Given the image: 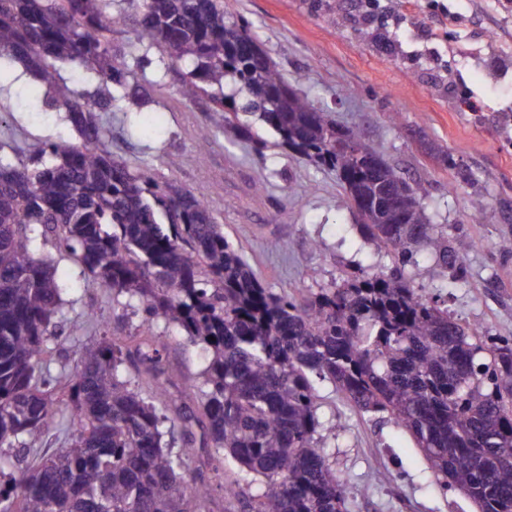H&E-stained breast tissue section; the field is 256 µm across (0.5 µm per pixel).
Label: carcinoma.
I'll return each mask as SVG.
<instances>
[{"instance_id": "carcinoma-1", "label": "carcinoma", "mask_w": 512, "mask_h": 512, "mask_svg": "<svg viewBox=\"0 0 512 512\" xmlns=\"http://www.w3.org/2000/svg\"><path fill=\"white\" fill-rule=\"evenodd\" d=\"M142 14L138 41L162 46L193 68L181 94L213 103L202 140L224 131L266 146L259 123L300 158L336 171L368 219L366 238L398 264L426 246L463 269L473 242L454 245L400 171L373 165L378 152L336 125L230 19L224 0H125ZM126 17L112 0H0V55L19 60L44 88V104L67 106L83 145L51 143L31 164L0 163V512H201L207 485L186 486L189 424L167 415L180 376L161 368L165 344L148 340L126 359L85 344L68 389L69 442L12 470L6 448L38 452L58 426L59 402L40 390L48 327L63 304L51 265L34 256L28 232L54 239L104 287L136 298L153 319L183 330L207 354L200 381L211 451L259 477L255 492L235 480L224 496L248 512H344V490L319 438L314 375L359 412L405 428L431 472L466 494L479 512H512V335L464 328L411 288L403 273L360 270L312 296H279L254 274L205 203L174 182L132 174L112 160L98 113L128 97L105 34ZM84 63L96 82L86 95L58 65ZM232 85V93L224 89ZM51 152L57 160L42 164ZM389 194L407 223L385 220ZM155 379L153 395L131 387L125 363ZM186 449L164 446L175 421Z\"/></svg>"}]
</instances>
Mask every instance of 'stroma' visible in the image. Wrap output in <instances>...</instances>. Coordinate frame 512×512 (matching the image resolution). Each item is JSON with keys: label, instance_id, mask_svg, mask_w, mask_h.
<instances>
[{"label": "stroma", "instance_id": "35a3bbf8", "mask_svg": "<svg viewBox=\"0 0 512 512\" xmlns=\"http://www.w3.org/2000/svg\"><path fill=\"white\" fill-rule=\"evenodd\" d=\"M453 21L439 39L421 34L426 0H406L404 22L383 26L340 13L336 0H224L234 19L248 22L289 82L337 124L356 131L392 166L425 189L424 203L449 239L477 247L463 273L421 249L405 276L419 293L447 308L455 321L512 334V0H444ZM386 27L390 43L373 37ZM112 51L128 85L145 103L120 100L101 113L106 143L127 171L174 181L203 199L215 222L257 277L278 294H315L359 270L395 269L359 232L356 211L335 171L319 169L277 146L273 131L254 125L267 147L216 133L200 142L208 99L185 100L191 69L160 47L137 39L133 21L112 30ZM0 162L18 164L44 144H81L65 107L43 109L38 88L21 63L0 64ZM489 204L493 220L468 213ZM31 250L55 269L67 290L49 331L48 371L66 381L88 341L124 344L142 335L139 302L110 289L62 250L33 235ZM167 346L165 361L186 379L204 364L201 349L179 328L154 323ZM317 416L328 462L345 490L346 512H476L462 492L442 486L411 435L382 413L354 411L328 381L315 380Z\"/></svg>", "mask_w": 512, "mask_h": 512}]
</instances>
